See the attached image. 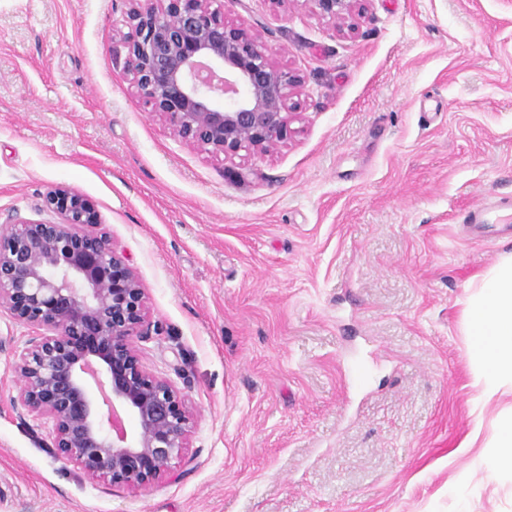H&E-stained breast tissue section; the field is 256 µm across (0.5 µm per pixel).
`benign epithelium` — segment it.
<instances>
[{
  "mask_svg": "<svg viewBox=\"0 0 512 512\" xmlns=\"http://www.w3.org/2000/svg\"><path fill=\"white\" fill-rule=\"evenodd\" d=\"M128 2L127 72L179 140L231 160L288 138L303 79L261 34L226 22L224 0ZM310 2L334 26L360 0ZM43 208L61 221L10 215L0 233V306L40 331L15 357L18 401L50 420L54 457L88 481L162 482L189 448L193 415L141 365L148 312L136 272L107 236L88 231L101 218L80 193L58 185ZM122 410L137 422L131 435Z\"/></svg>",
  "mask_w": 512,
  "mask_h": 512,
  "instance_id": "1",
  "label": "benign epithelium"
}]
</instances>
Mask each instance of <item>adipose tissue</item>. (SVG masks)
Masks as SVG:
<instances>
[{"label": "adipose tissue", "mask_w": 512, "mask_h": 512, "mask_svg": "<svg viewBox=\"0 0 512 512\" xmlns=\"http://www.w3.org/2000/svg\"><path fill=\"white\" fill-rule=\"evenodd\" d=\"M469 320L490 392L500 380H512V258L481 278Z\"/></svg>", "instance_id": "adipose-tissue-1"}]
</instances>
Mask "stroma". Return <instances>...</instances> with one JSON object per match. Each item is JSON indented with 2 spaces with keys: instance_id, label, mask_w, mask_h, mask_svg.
I'll return each mask as SVG.
<instances>
[{
  "instance_id": "1",
  "label": "stroma",
  "mask_w": 512,
  "mask_h": 512,
  "mask_svg": "<svg viewBox=\"0 0 512 512\" xmlns=\"http://www.w3.org/2000/svg\"><path fill=\"white\" fill-rule=\"evenodd\" d=\"M125 0H0V214L66 185L149 308L144 368L193 412L188 461L128 491L54 458L16 402L34 329L0 308V512H512L467 302L512 238V0H224L304 80L268 153L181 143L132 87ZM364 0H311L321 18L332 25L343 24L353 13L355 4Z\"/></svg>"
}]
</instances>
